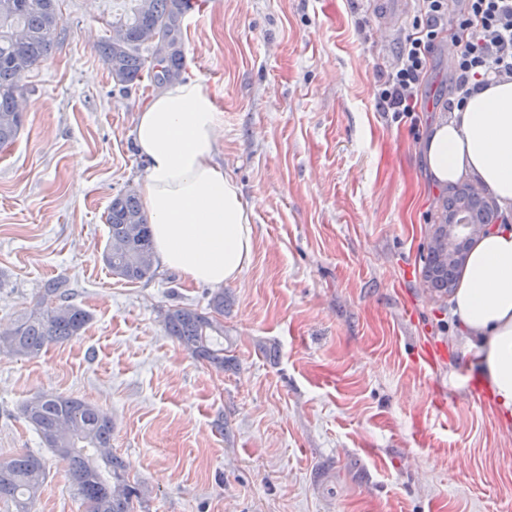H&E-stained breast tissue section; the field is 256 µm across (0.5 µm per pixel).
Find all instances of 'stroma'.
I'll return each mask as SVG.
<instances>
[{"label": "stroma", "instance_id": "35a3bbf8", "mask_svg": "<svg viewBox=\"0 0 512 512\" xmlns=\"http://www.w3.org/2000/svg\"><path fill=\"white\" fill-rule=\"evenodd\" d=\"M182 16L179 78L222 114L217 160L252 212L251 263L224 286L218 371L167 336L210 285L102 261L107 208L147 163L138 110L163 77L116 84L95 46L120 0H61V39L23 81L25 122L0 148V328L65 277L90 320L39 357L0 354V457L46 464L36 512H85L22 416L31 396L89 400L144 512H512V425L470 367L453 296L425 258L448 188L419 143L455 77L435 49L421 109L377 106L400 46L365 0H203Z\"/></svg>", "mask_w": 512, "mask_h": 512}]
</instances>
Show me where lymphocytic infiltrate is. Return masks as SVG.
<instances>
[{
	"mask_svg": "<svg viewBox=\"0 0 512 512\" xmlns=\"http://www.w3.org/2000/svg\"><path fill=\"white\" fill-rule=\"evenodd\" d=\"M448 39L455 45V96L449 108L462 107L472 80L512 79V0H414L410 26L381 80V111H415L432 54Z\"/></svg>",
	"mask_w": 512,
	"mask_h": 512,
	"instance_id": "f902f5d3",
	"label": "lymphocytic infiltrate"
}]
</instances>
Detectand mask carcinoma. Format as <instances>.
I'll return each instance as SVG.
<instances>
[{
  "instance_id": "carcinoma-1",
  "label": "carcinoma",
  "mask_w": 512,
  "mask_h": 512,
  "mask_svg": "<svg viewBox=\"0 0 512 512\" xmlns=\"http://www.w3.org/2000/svg\"><path fill=\"white\" fill-rule=\"evenodd\" d=\"M107 25L124 32L125 44L112 38L100 41L96 53L118 82L130 83L144 71L167 63L179 65L180 55L161 53L175 44L174 33L181 0H151L145 11L141 0ZM62 18L59 0H0V147L12 144L22 126L18 97L22 79L48 56L58 36ZM440 223L455 219L464 209L473 221L491 223L493 212L480 195L457 189L448 195ZM107 240L102 260L112 275L127 282L150 281L156 275L151 231L142 204L133 192L116 195L107 210ZM425 278L433 288L448 291V278L437 264L435 250L428 252ZM67 281L52 278L43 284L36 308L21 314L12 327L0 331V353L37 357L42 350L63 343L85 329L88 313L68 300ZM224 290L211 295L208 308L171 306L163 314L167 335L197 360L222 370L224 358ZM24 419L33 426L44 447L65 464L66 477L76 486L87 512H135L142 498L130 483L123 460L113 454L112 417L81 398L41 393L22 404ZM46 478L42 458L32 454L0 458V503L11 512H33Z\"/></svg>"
}]
</instances>
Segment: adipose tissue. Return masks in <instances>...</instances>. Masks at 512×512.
Instances as JSON below:
<instances>
[{
    "mask_svg": "<svg viewBox=\"0 0 512 512\" xmlns=\"http://www.w3.org/2000/svg\"><path fill=\"white\" fill-rule=\"evenodd\" d=\"M220 114L201 81L176 80L139 112L135 147L148 162L141 193L159 264L212 287L238 279L252 259L253 226L236 182L217 163ZM431 181L467 179L512 214V79L490 83L437 121L422 143ZM453 314L476 351L478 379L512 422V224L470 252Z\"/></svg>",
    "mask_w": 512,
    "mask_h": 512,
    "instance_id": "ef3b65f1",
    "label": "adipose tissue"
}]
</instances>
